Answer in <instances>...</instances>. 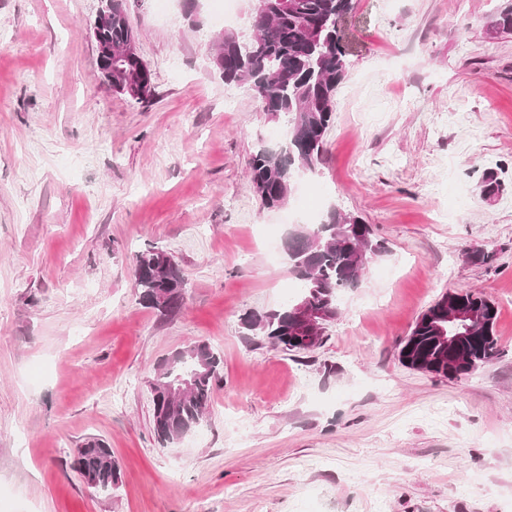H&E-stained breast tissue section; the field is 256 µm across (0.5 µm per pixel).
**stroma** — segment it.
Segmentation results:
<instances>
[{
	"instance_id": "obj_1",
	"label": "stroma",
	"mask_w": 512,
	"mask_h": 512,
	"mask_svg": "<svg viewBox=\"0 0 512 512\" xmlns=\"http://www.w3.org/2000/svg\"><path fill=\"white\" fill-rule=\"evenodd\" d=\"M506 3L356 0L327 151L267 210L247 163L283 124L210 64V0L191 20L128 0L147 104L98 69L100 0H0V512H512V34L486 27ZM315 201L387 251L293 355L241 317L293 298L278 254ZM151 244L188 280L170 318L139 302ZM453 290L498 308L499 357L462 379L406 368ZM199 341L223 358L206 420L161 447L148 382ZM90 436L120 464L112 494L71 467Z\"/></svg>"
}]
</instances>
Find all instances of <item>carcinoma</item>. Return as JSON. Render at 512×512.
Returning <instances> with one entry per match:
<instances>
[{
  "label": "carcinoma",
  "instance_id": "1",
  "mask_svg": "<svg viewBox=\"0 0 512 512\" xmlns=\"http://www.w3.org/2000/svg\"><path fill=\"white\" fill-rule=\"evenodd\" d=\"M125 2L112 0V20L99 41L112 47V90L143 103L153 96V73L142 57L125 54L137 40ZM352 9L353 0H266L251 14L252 35L227 29L209 43L224 83L248 86L269 119L288 123V141L259 148L247 164L250 183L266 208L284 206L299 172H312L321 161L336 111V91L347 72L349 49L342 21ZM488 27L496 34L512 33V3L493 16ZM285 250L289 267L302 281L300 296L276 310L246 314L242 327L264 336L275 348L303 353L312 345L294 330L295 302L304 301L313 311L324 313L327 324L335 320L340 294L361 282L367 266L386 247L371 225L331 208L319 223L290 232ZM463 255L473 264L494 260L493 253L480 248ZM133 274L141 304L162 317L180 311L187 279L167 250L150 245L140 251ZM452 304L476 312L464 334L448 324ZM497 317V308L482 294L446 291L418 316L402 343L400 360L410 369L444 378L454 360L467 359L478 369L499 354L494 336ZM443 335L459 337L457 345L442 344ZM222 364L221 354L205 341L160 360L149 381L153 431L159 444L174 445L205 421ZM72 466L96 491H112L121 478L112 448L99 437H89L76 448Z\"/></svg>",
  "mask_w": 512,
  "mask_h": 512
}]
</instances>
